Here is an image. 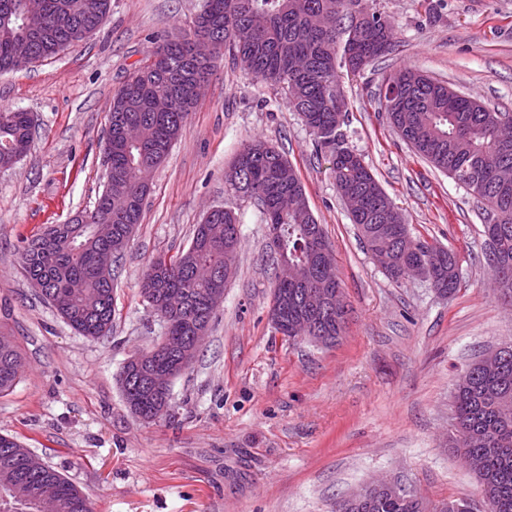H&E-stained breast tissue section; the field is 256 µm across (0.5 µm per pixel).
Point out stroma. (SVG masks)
Wrapping results in <instances>:
<instances>
[{
	"mask_svg": "<svg viewBox=\"0 0 512 512\" xmlns=\"http://www.w3.org/2000/svg\"><path fill=\"white\" fill-rule=\"evenodd\" d=\"M371 3L396 44L343 80L348 143L412 237L456 253L460 284L448 296L377 267L284 94L219 56L112 265V333L81 336L24 276V241L93 208L114 93L153 37L181 35L204 0H111L100 30L0 75V110L36 123L27 155L0 170V335L23 358L15 387L0 394V434L43 456L92 512H334L381 476L477 512L476 478L448 446L453 388L479 354L512 341V289L494 282L483 204L400 139L378 89L408 66L512 112V0ZM254 135L297 170L334 251L349 309L335 346L272 337L274 248L257 205L224 188L225 169ZM215 206L237 216L236 269L195 361L171 384V417L146 423L120 383L124 363L163 334L140 280L152 257L188 248Z\"/></svg>",
	"mask_w": 512,
	"mask_h": 512,
	"instance_id": "obj_1",
	"label": "stroma"
}]
</instances>
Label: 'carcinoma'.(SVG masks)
Instances as JSON below:
<instances>
[{"instance_id":"obj_1","label":"carcinoma","mask_w":512,"mask_h":512,"mask_svg":"<svg viewBox=\"0 0 512 512\" xmlns=\"http://www.w3.org/2000/svg\"><path fill=\"white\" fill-rule=\"evenodd\" d=\"M23 0H0V74L25 65L29 52L35 61L64 50L63 44L80 39L86 29L106 22L111 0H44L42 18H23ZM382 14L369 0H205L192 27L180 37L160 36L142 65L124 81L112 98L113 112L106 130L110 136V169L96 200L93 218L112 222V236L101 240L93 225L53 224L25 241L22 270L43 297L77 333L90 339L112 331L114 298L112 279L98 273V258L106 250L122 251L124 241L140 223L153 171L164 161L195 104L192 88L208 75V66L194 52L198 21L210 27L216 53H225L261 81L277 86L289 96L295 112L313 136L316 154L329 159L339 194L358 193L361 208L352 213L370 253L387 252L392 263L386 274L402 277L426 253H440L442 267L431 280L453 294L457 282L448 276L456 256L426 241L416 252L399 247L408 232L404 217L382 219L393 204L361 156L345 142L347 101L339 90L343 73L358 74L348 60L371 64L381 58L377 39L393 46L392 29H379ZM380 101L391 126L416 155L448 174L470 194L486 204L487 241L508 233L506 258L490 263L492 274L512 277V185L498 182L496 173L512 167V140L497 133L489 108L448 85L411 68L402 67L382 81ZM35 120L31 113L0 111V165L9 164L16 152L26 153ZM228 189L257 204L265 224L280 229L284 260L309 264L308 282L322 277L325 255L314 238L317 221L311 213L295 168L273 146L260 138L245 143L236 161L224 173ZM223 226L216 236L209 224H199L190 246L175 254H159L148 264L141 294L155 310L149 289L177 292L186 298V310L164 320L170 336L191 339L193 316L204 312L213 320L212 294L224 291V243L240 242L237 218L229 209L214 213ZM275 287L288 293V335H301L306 313L298 303L304 283L276 279ZM317 322L325 334L339 338L341 313L323 311ZM22 356L17 347L0 348V394L13 389ZM465 385L455 391L452 416L458 427L449 442L462 459L483 461L477 474L480 491L491 495L494 512H512V412L504 413L501 400L512 407V358L502 372L485 376L467 368ZM123 397L134 413L156 415L158 397L131 388L141 381L142 370L125 371ZM27 449L12 437L0 435V512H37V496L52 495L58 512H92L88 499L54 467L32 470ZM430 501L409 493L392 495L371 491L358 506L338 503L336 512H425Z\"/></svg>"}]
</instances>
